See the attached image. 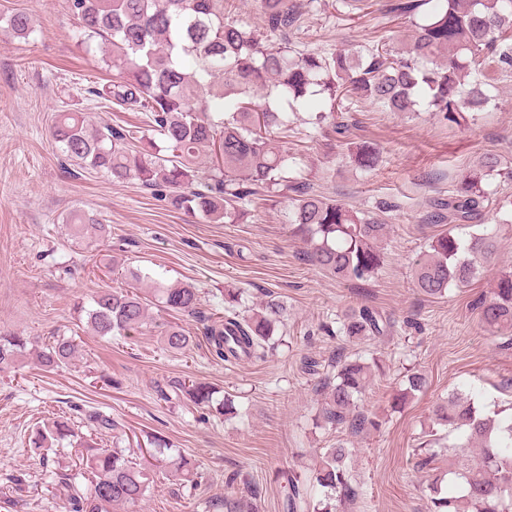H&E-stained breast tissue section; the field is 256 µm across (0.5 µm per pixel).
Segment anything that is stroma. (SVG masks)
Listing matches in <instances>:
<instances>
[{
  "label": "stroma",
  "mask_w": 512,
  "mask_h": 512,
  "mask_svg": "<svg viewBox=\"0 0 512 512\" xmlns=\"http://www.w3.org/2000/svg\"><path fill=\"white\" fill-rule=\"evenodd\" d=\"M391 2L373 0L369 15L350 19L340 0H320L295 44L326 53L383 36L409 38L413 25L388 14ZM17 11L33 19L29 37L8 32V17ZM76 29L70 0H0V331L40 347L63 334L79 345L78 359L66 367L46 371L29 358L0 371V512H69L53 471L68 469L87 485L75 465L79 441L133 450L151 439L162 457L195 460L202 480L193 486L158 473L144 499L123 512H213L212 502L223 497L243 501L247 512H286L287 475L309 471L322 448L342 438L353 448L348 470L358 491L343 512H429L428 476L411 459L426 440L432 409L456 390L475 394L484 413L512 410V339L490 335L479 320L492 276L433 299L418 292L413 261L438 231L428 220L434 201L447 197L482 156L512 159V78L498 81L495 101L466 128L424 110L399 116L359 105L352 115L356 133L381 154L367 174L318 139L307 113L294 114L314 190L356 210L382 200L394 205L378 275L339 281L301 260L304 244L285 222L287 198L252 204L238 223L211 224L166 206L137 182L116 183L67 160L49 136L54 113H85L94 127H149L142 107L88 96L87 87L106 88L119 71L105 65L102 52H86ZM490 189L484 224L500 243L502 263L512 265V223H499L495 208L512 199V180L493 181ZM74 210L94 213L110 236H72L67 217ZM130 267L166 283L192 282L208 312H223L228 285L242 290L244 310L272 296L284 301L288 312L273 350L261 359L220 361L205 346L202 324L156 305L139 333L92 335L77 304L103 288L132 287ZM362 306L389 317L391 329L356 343L337 338L339 319ZM175 323L193 339L178 353L163 343ZM372 351L384 373L359 406L379 428L348 434L318 422L323 377L309 374L307 362L324 366L340 354ZM416 370L427 375V388L392 408L403 375ZM187 377L233 395L238 415L164 401L168 382ZM93 410L122 423L120 442L83 426ZM55 415L77 422L80 439L57 445L46 465L28 438ZM230 475L235 483H227Z\"/></svg>",
  "instance_id": "1"
}]
</instances>
